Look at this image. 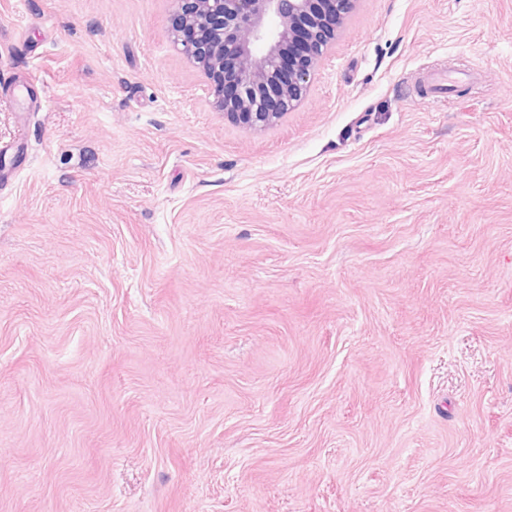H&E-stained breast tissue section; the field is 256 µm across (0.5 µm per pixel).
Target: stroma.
Returning <instances> with one entry per match:
<instances>
[{"label":"stroma","instance_id":"stroma-1","mask_svg":"<svg viewBox=\"0 0 512 512\" xmlns=\"http://www.w3.org/2000/svg\"><path fill=\"white\" fill-rule=\"evenodd\" d=\"M172 10L0 0V512H512V0H357L257 131Z\"/></svg>","mask_w":512,"mask_h":512}]
</instances>
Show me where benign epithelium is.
<instances>
[{
    "label": "benign epithelium",
    "mask_w": 512,
    "mask_h": 512,
    "mask_svg": "<svg viewBox=\"0 0 512 512\" xmlns=\"http://www.w3.org/2000/svg\"><path fill=\"white\" fill-rule=\"evenodd\" d=\"M171 32L234 124L262 130L306 94L357 0H173Z\"/></svg>",
    "instance_id": "7a95c632"
}]
</instances>
